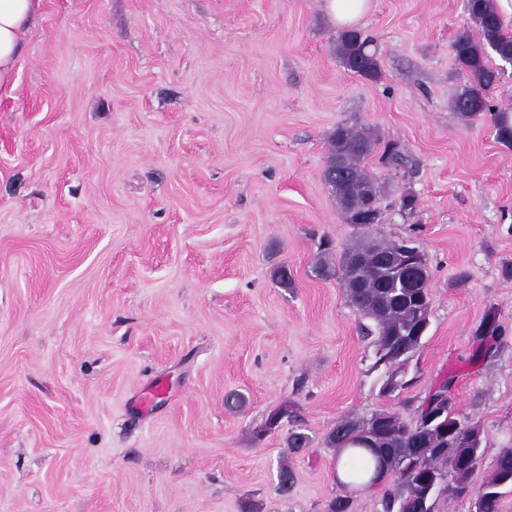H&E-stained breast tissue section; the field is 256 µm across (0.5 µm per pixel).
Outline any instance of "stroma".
Segmentation results:
<instances>
[{"instance_id":"obj_1","label":"stroma","mask_w":512,"mask_h":512,"mask_svg":"<svg viewBox=\"0 0 512 512\" xmlns=\"http://www.w3.org/2000/svg\"><path fill=\"white\" fill-rule=\"evenodd\" d=\"M469 24L464 0H367L371 81L324 0H43L0 96V512H324L343 490L324 434L413 419L448 370L483 482L512 446V149L450 109ZM341 123L400 143L406 166L370 162V233L415 238L430 272L411 385L386 397L366 318L313 273L322 237L359 236L323 180ZM491 308L500 345L470 364ZM284 403L304 453L284 426L252 441ZM373 39L358 28H346L336 38V55L343 67L358 76L370 80L381 78V68Z\"/></svg>"}]
</instances>
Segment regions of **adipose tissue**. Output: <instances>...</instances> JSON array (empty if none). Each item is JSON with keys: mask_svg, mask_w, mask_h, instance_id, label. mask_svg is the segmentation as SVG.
Returning a JSON list of instances; mask_svg holds the SVG:
<instances>
[{"mask_svg": "<svg viewBox=\"0 0 512 512\" xmlns=\"http://www.w3.org/2000/svg\"><path fill=\"white\" fill-rule=\"evenodd\" d=\"M43 0H0V94L15 86L17 65Z\"/></svg>", "mask_w": 512, "mask_h": 512, "instance_id": "1", "label": "adipose tissue"}]
</instances>
